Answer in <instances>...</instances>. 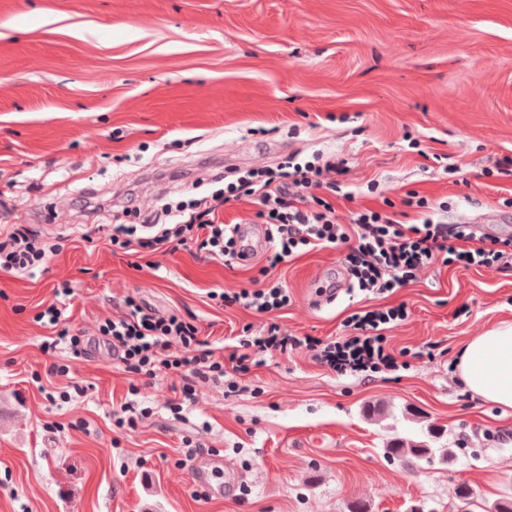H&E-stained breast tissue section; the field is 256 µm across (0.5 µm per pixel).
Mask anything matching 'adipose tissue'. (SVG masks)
Instances as JSON below:
<instances>
[{"label":"adipose tissue","instance_id":"obj_1","mask_svg":"<svg viewBox=\"0 0 512 512\" xmlns=\"http://www.w3.org/2000/svg\"><path fill=\"white\" fill-rule=\"evenodd\" d=\"M472 397L512 408V324L492 327L471 338L456 365Z\"/></svg>","mask_w":512,"mask_h":512}]
</instances>
